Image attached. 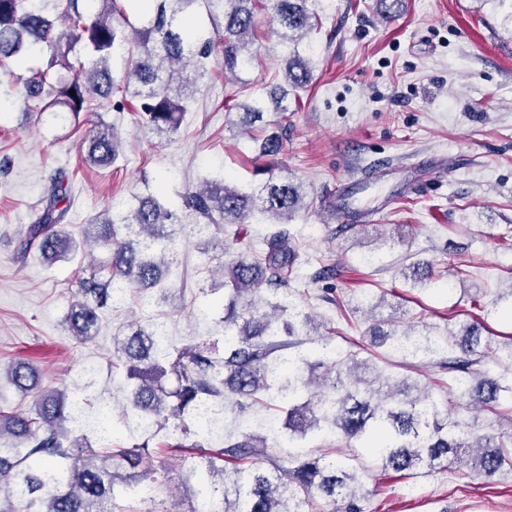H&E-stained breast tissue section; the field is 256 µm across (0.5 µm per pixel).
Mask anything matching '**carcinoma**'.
Wrapping results in <instances>:
<instances>
[{"label":"carcinoma","mask_w":512,"mask_h":512,"mask_svg":"<svg viewBox=\"0 0 512 512\" xmlns=\"http://www.w3.org/2000/svg\"><path fill=\"white\" fill-rule=\"evenodd\" d=\"M218 2L223 30L205 37L192 15L199 0H142L132 18L126 0H66L59 30L50 18L55 0H0V66H22L36 54L47 55L41 67H28L17 76L32 111L79 121L80 114L96 109H125L137 101L141 127L158 137L180 129L193 88L206 72V60L215 51L224 59V73L243 71L252 64V37L257 14L270 8L280 27V39L293 56L285 60L283 86L270 93L274 109L288 111V88H303L312 78L310 60L298 47L318 25L309 0H206ZM128 53L130 66L121 80L111 74L109 62ZM224 103L242 110L241 128L254 131L264 119L265 105ZM120 151L114 128L100 120L82 141L84 162L109 167ZM260 154L274 158L283 151V138L269 133L261 139ZM255 196L241 191L230 179H204L183 195V205L195 218L194 235L211 241L212 232L225 224H242L253 211L274 224H286L307 207L302 184L275 176L271 169ZM71 208L70 183L65 176L51 179L36 221L28 225L17 248L21 261L37 254L47 262L76 255L81 243L104 250L89 276H77L65 324L74 339L85 344L96 336L103 311L127 300L133 291L162 297L177 277L168 258L174 250L171 229L174 214L161 198L136 196L112 217L90 220L79 243L64 230ZM263 253L239 255L222 266L224 282V352L201 345L161 349L155 340L159 325H135L129 334L114 339L115 356L126 366L130 391L128 407L145 432L154 437L166 432L168 443L156 453L185 448L182 438L206 437L201 410L224 414V402L243 409L262 401L278 387L288 401L280 435L290 450L271 435L242 432L216 450L191 457L187 471H203L204 480L189 500L187 512H199V499L213 500L218 512H362L365 480L343 461L325 463L320 457L297 451L308 435L331 434L358 440L371 449L382 470L432 471L446 461L490 478L512 469V436L499 441L478 434L448 414L431 385L406 374L376 370L373 359L349 354L333 356L331 344H318L316 361L290 356L295 336L309 333V313L278 301L288 293L297 249L287 231L263 239ZM413 284L433 274V264L408 266ZM388 330L375 326L372 343L384 344L399 367L440 357L435 367L453 381L456 404L471 410L493 408L501 395L512 394V376L480 369L487 352L479 350L478 330L461 323L440 340L427 328L411 325L399 330L394 318L382 320ZM324 369L322 383L309 397L310 377ZM16 391L32 396L26 412L0 407V512H116L119 496L136 498L140 483L132 470L150 454L149 442L114 448L111 438L77 428L72 410L77 402L67 391L40 386L30 364L17 361L0 368ZM233 462L227 470L226 462Z\"/></svg>","instance_id":"cac0c4a2"}]
</instances>
